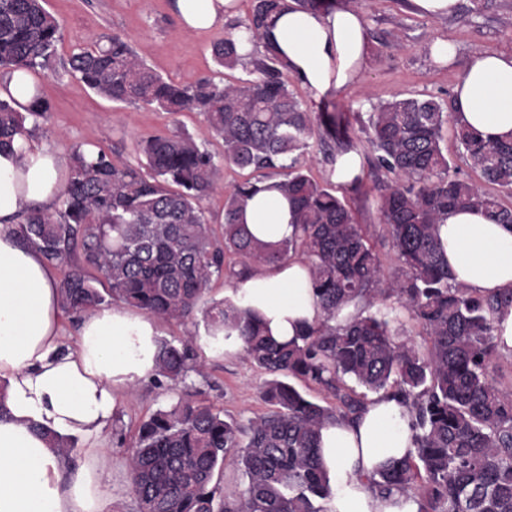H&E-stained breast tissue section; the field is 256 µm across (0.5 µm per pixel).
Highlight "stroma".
I'll return each instance as SVG.
<instances>
[{
    "label": "stroma",
    "instance_id": "1",
    "mask_svg": "<svg viewBox=\"0 0 512 512\" xmlns=\"http://www.w3.org/2000/svg\"><path fill=\"white\" fill-rule=\"evenodd\" d=\"M352 5L365 15L371 46L362 84L315 101L298 78L289 77L288 82L311 111L352 115L351 132L356 138L361 135L356 115L369 112L373 105L398 93L424 94L450 103L452 89L474 51L512 52V0H459L456 12L443 19L414 13L409 0H353ZM46 7L62 24V40L55 64L33 75L51 112L48 120L33 130L32 144L49 145L67 156L77 149H102L134 164L139 160V138L185 134L213 153H221V143L202 115H172L141 104L112 102L71 76L65 64L73 53L106 43L118 34L127 37L134 51L165 77L184 85L206 76L219 82L224 71L215 64L211 48L242 28L246 9H239L221 28L189 33L172 12L171 0H46ZM436 39L456 46L452 64L435 62L430 55L428 45ZM360 159L367 191L352 200L355 217L367 225L371 244L385 268L391 269L396 261L373 189L378 177L374 155L366 150ZM160 332L166 339L190 333L196 336L203 372L190 374L178 393L189 392L223 408L226 416L244 425L267 412L268 405L260 394L266 373L244 354L214 351L201 315L161 324ZM178 393L164 392L152 381H143L121 403L116 428L133 434L141 420L169 407ZM105 441L112 456V512H136L127 474V450L113 436H106Z\"/></svg>",
    "mask_w": 512,
    "mask_h": 512
}]
</instances>
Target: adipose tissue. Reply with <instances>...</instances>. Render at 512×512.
<instances>
[{
	"instance_id": "obj_1",
	"label": "adipose tissue",
	"mask_w": 512,
	"mask_h": 512,
	"mask_svg": "<svg viewBox=\"0 0 512 512\" xmlns=\"http://www.w3.org/2000/svg\"><path fill=\"white\" fill-rule=\"evenodd\" d=\"M239 0H172L182 28L222 27ZM266 40L294 76L319 99L361 83L367 57L366 21L354 8L288 9L271 22ZM453 108L484 138L512 136V53L473 52L453 88ZM68 159L27 140L0 150V512H112L106 489L112 466L105 444L121 397L155 370L160 340L155 318L123 307L81 314L74 345L62 341L60 289L53 265L21 244L18 221L33 208L53 211ZM274 178L264 180L239 215L268 246L291 236V204ZM439 236L456 284L483 297L512 292V226L482 212L454 209ZM234 301L256 311L271 336L293 339L316 324L321 310L308 263L295 257L259 265ZM80 438L83 465L70 469L45 431ZM407 407L391 394L373 396L357 422L321 432L328 512H419L415 498L380 495L369 479L413 451Z\"/></svg>"
}]
</instances>
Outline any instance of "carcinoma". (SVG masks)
Here are the masks:
<instances>
[{
    "instance_id": "1",
    "label": "carcinoma",
    "mask_w": 512,
    "mask_h": 512,
    "mask_svg": "<svg viewBox=\"0 0 512 512\" xmlns=\"http://www.w3.org/2000/svg\"><path fill=\"white\" fill-rule=\"evenodd\" d=\"M246 32L258 38L272 16L296 8L327 9L334 0H250ZM61 40L45 0H0V67L47 69ZM216 64L241 66L233 37L212 47ZM246 78L220 85L203 78L177 84L155 72L131 45L114 36L72 55L68 72L114 103H135L177 114L199 112L223 142L222 161L245 173L224 199L220 229L203 201L216 189V156L186 135H150L133 166L103 150H76L53 213L23 216L20 240L46 261L65 267L62 309L82 314L126 306L162 322L184 320L203 302L215 277L240 282L253 267L302 256L309 263L322 319L291 341L269 336L261 318L232 301L204 310L207 335L219 345L241 343L246 357L269 375L263 395L272 409L244 426L224 409L182 394L141 421L128 445L131 490L138 512H327L328 482L319 458L323 427L358 417L363 388L403 397L415 430V453L372 479L382 494L397 489L419 512H512V397L490 376L498 355L494 319L512 292L494 300L453 283L439 225L448 210L468 208L512 225V139L490 141L458 122L455 138L480 182L452 170L443 142L448 108L424 95H396L361 121L354 139L343 112L313 115L286 76L288 62L271 46L255 53ZM36 95L21 112L0 99V149L27 139L30 122L48 117ZM336 151L369 150L385 178L375 183L378 210L398 265L387 270L357 223L346 196L306 171L310 140ZM270 177L293 206L294 232L266 248L237 223L239 212ZM397 299L420 323L429 346L421 352L396 341L389 313L377 302ZM362 304L347 324L337 321ZM203 365L193 337L160 340L155 383L176 390ZM318 387L310 400L289 377ZM68 457L71 436L48 432ZM242 476L237 495L224 496V459Z\"/></svg>"
}]
</instances>
